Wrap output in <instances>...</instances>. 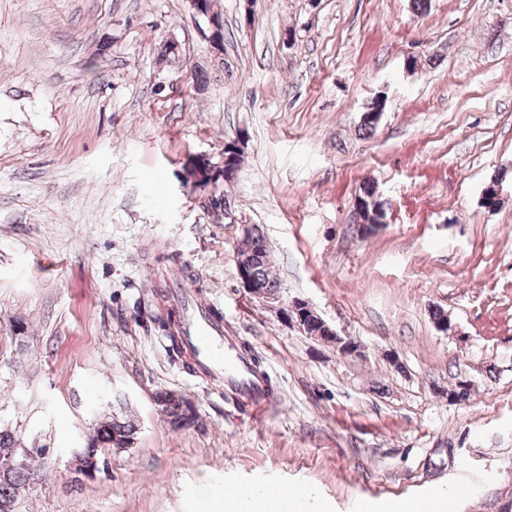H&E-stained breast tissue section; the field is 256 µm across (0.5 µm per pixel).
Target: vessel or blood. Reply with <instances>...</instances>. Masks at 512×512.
I'll return each instance as SVG.
<instances>
[{
  "label": "vessel or blood",
  "mask_w": 512,
  "mask_h": 512,
  "mask_svg": "<svg viewBox=\"0 0 512 512\" xmlns=\"http://www.w3.org/2000/svg\"><path fill=\"white\" fill-rule=\"evenodd\" d=\"M184 347L191 351L195 365L209 374L224 378V387L233 393L244 413L262 417L280 396L272 386L265 368L253 364L224 336V319L217 303L197 293L183 294Z\"/></svg>",
  "instance_id": "obj_1"
}]
</instances>
